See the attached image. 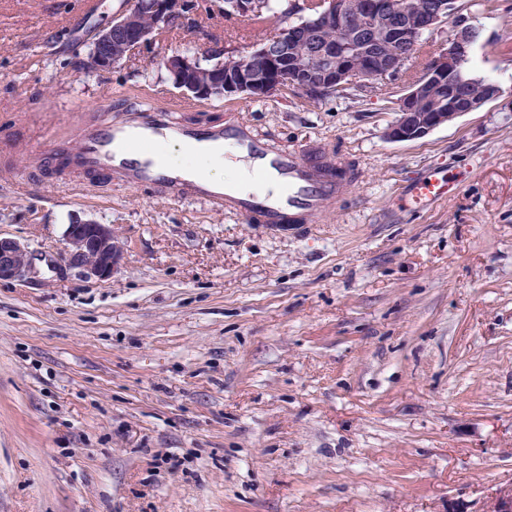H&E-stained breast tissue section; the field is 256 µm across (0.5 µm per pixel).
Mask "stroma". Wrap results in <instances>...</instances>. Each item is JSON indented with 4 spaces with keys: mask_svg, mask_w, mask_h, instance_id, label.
Returning a JSON list of instances; mask_svg holds the SVG:
<instances>
[{
    "mask_svg": "<svg viewBox=\"0 0 512 512\" xmlns=\"http://www.w3.org/2000/svg\"><path fill=\"white\" fill-rule=\"evenodd\" d=\"M76 2L0 0V235L37 269L0 281V512H489L512 485V0H457L499 98L407 142L384 132L448 27L363 90L202 103L163 59L254 50L275 20L196 0V28L96 72L76 61L130 0ZM106 89L113 119L234 112L363 178L284 231L77 172L45 190L24 145ZM433 167L459 192L409 208ZM85 214L123 247L109 279L49 266Z\"/></svg>",
    "mask_w": 512,
    "mask_h": 512,
    "instance_id": "stroma-1",
    "label": "stroma"
}]
</instances>
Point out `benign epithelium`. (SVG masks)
<instances>
[{
    "label": "benign epithelium",
    "instance_id": "7a95c632",
    "mask_svg": "<svg viewBox=\"0 0 512 512\" xmlns=\"http://www.w3.org/2000/svg\"><path fill=\"white\" fill-rule=\"evenodd\" d=\"M265 6L266 0H226L224 14L256 21ZM191 8L190 0H132L126 12L95 34L92 42L95 70H111L126 55L152 41L154 32L164 28L172 17ZM360 9L379 26L388 15L407 12L405 0H369L365 4L327 0V6L312 16V24L326 31L340 28L343 36L323 43L310 58L298 53L303 27L295 26L278 30L268 44L240 55L222 71L207 69L197 56L179 52L166 57L163 66L176 88L203 101L232 96L261 98L286 88L305 93L315 84L327 89H343L369 79L395 75L405 66L409 53L400 50L370 66L364 61L366 55L352 49L359 41V31L347 28L346 22L351 13ZM144 15L152 18V27L142 24ZM447 21L442 6L417 13L410 19L409 27L394 36L395 42L413 43L424 31ZM470 48L469 39L456 34L448 36L446 47L432 58L426 72L399 100L400 112L386 128V139L404 142L422 138L498 98L499 90L494 84L481 97L463 95L469 79L462 65L469 59ZM429 85H438L448 94V110L419 111L426 102L424 90ZM63 241L64 266L80 270L87 278L112 277L122 257V248L112 228L92 217L72 218L64 230ZM33 272L29 247L0 236V281L24 280ZM490 512H512V485L496 493Z\"/></svg>",
    "mask_w": 512,
    "mask_h": 512
}]
</instances>
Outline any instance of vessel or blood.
<instances>
[{
	"mask_svg": "<svg viewBox=\"0 0 512 512\" xmlns=\"http://www.w3.org/2000/svg\"><path fill=\"white\" fill-rule=\"evenodd\" d=\"M112 102L111 94L102 95L94 104L98 121L81 128L75 138L49 134L37 145L34 155L48 175L74 170L146 186L158 195L203 202L278 230L319 223L342 190L360 179L359 170L324 161L318 151L275 147L236 117L196 125L145 109L116 121L111 117ZM172 146L182 148L185 159H167L164 152ZM217 156L245 162L252 184L242 188L209 179L203 163ZM456 186L455 178L431 171L413 183L409 199L414 207H424L451 196Z\"/></svg>",
	"mask_w": 512,
	"mask_h": 512,
	"instance_id": "vessel-or-blood-1",
	"label": "vessel or blood"
}]
</instances>
